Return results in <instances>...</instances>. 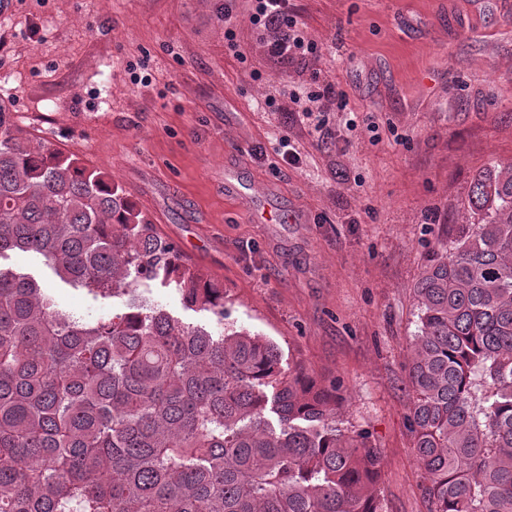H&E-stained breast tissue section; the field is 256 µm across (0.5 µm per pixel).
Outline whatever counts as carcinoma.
<instances>
[{
    "label": "carcinoma",
    "instance_id": "cac0c4a2",
    "mask_svg": "<svg viewBox=\"0 0 512 512\" xmlns=\"http://www.w3.org/2000/svg\"><path fill=\"white\" fill-rule=\"evenodd\" d=\"M471 221L416 284L409 423L433 512H512V166L479 171ZM43 258L94 296L153 288L90 320L0 266V512H383L381 453L335 419L336 385L224 324V288L186 264L74 154L0 104V260ZM142 296L162 305L185 323L205 325L209 329L216 328L215 318L210 312L202 309L184 308L179 295L174 291L153 288L151 293H145Z\"/></svg>",
    "mask_w": 512,
    "mask_h": 512
}]
</instances>
